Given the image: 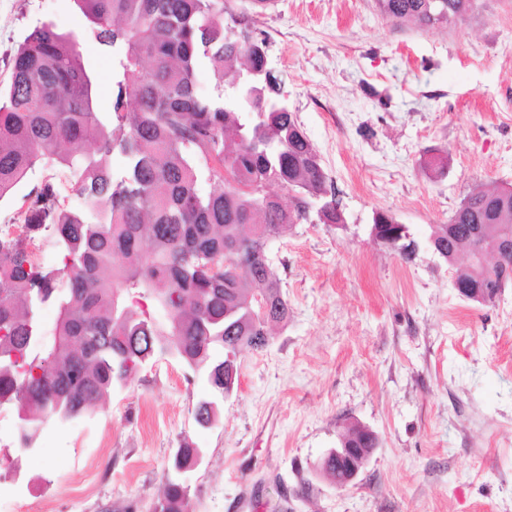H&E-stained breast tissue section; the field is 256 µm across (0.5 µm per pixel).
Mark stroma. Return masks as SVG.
Listing matches in <instances>:
<instances>
[{
    "mask_svg": "<svg viewBox=\"0 0 512 512\" xmlns=\"http://www.w3.org/2000/svg\"><path fill=\"white\" fill-rule=\"evenodd\" d=\"M231 4L267 37L345 222L269 244L288 319L239 356L214 424L195 420L205 379L155 358L35 451L0 441V481L20 490L0 512H152L184 443L204 452L182 476L188 512H512V283L494 304L466 300L427 245L474 188L512 185V0L426 28L394 24L376 0ZM42 24L80 35L86 22L73 0H0L1 87ZM83 56L111 121L112 60L90 41ZM48 177L79 205L70 173L42 164L0 201V224ZM378 210L410 229L412 261L373 238ZM353 422L378 443L341 489L319 465Z\"/></svg>",
    "mask_w": 512,
    "mask_h": 512,
    "instance_id": "obj_1",
    "label": "stroma"
}]
</instances>
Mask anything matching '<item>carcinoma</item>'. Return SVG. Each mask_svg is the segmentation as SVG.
<instances>
[{"instance_id": "obj_1", "label": "carcinoma", "mask_w": 512, "mask_h": 512, "mask_svg": "<svg viewBox=\"0 0 512 512\" xmlns=\"http://www.w3.org/2000/svg\"><path fill=\"white\" fill-rule=\"evenodd\" d=\"M84 36L50 24L35 27L13 57L0 93V200L42 163L70 172L82 200L65 207L45 181L28 195L25 232L0 239V405L23 413L20 445L29 448L51 421L75 418L104 403L116 385L162 346L205 376L222 395L238 385L237 355L257 351L288 318V302L266 253L265 238L293 224H342L336 189L316 149L288 107L268 64L267 39L227 0H74ZM397 24L446 26L474 0H377ZM112 58V125L97 111L82 42ZM207 63L216 93L197 91ZM125 159L112 171L113 154ZM209 183L213 188L202 189ZM292 193L285 205L269 188ZM387 211L371 232L407 260V230ZM451 224H495L512 233V186L477 189ZM63 240V267L34 266L31 245L46 225ZM237 254L224 263V248ZM497 272L467 265L457 278ZM66 287H58L60 278ZM271 301L254 320V296ZM58 308L50 368L30 356L34 310ZM176 321L178 335L161 342ZM97 338L81 349L88 328ZM184 444L172 470L196 463ZM183 483L166 479L153 512H186Z\"/></svg>"}]
</instances>
